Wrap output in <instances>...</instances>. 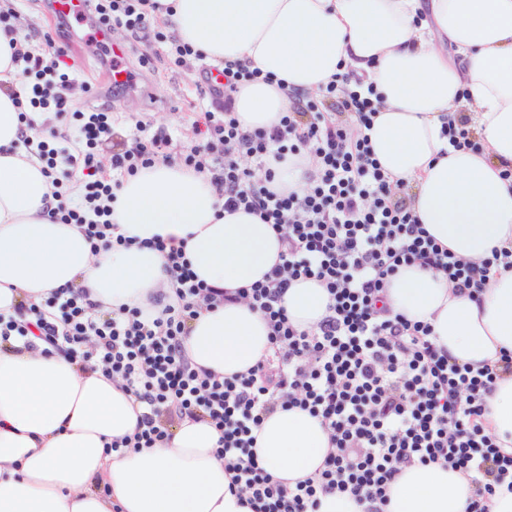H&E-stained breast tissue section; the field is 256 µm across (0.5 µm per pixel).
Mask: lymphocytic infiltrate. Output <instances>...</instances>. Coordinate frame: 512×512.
<instances>
[{
  "instance_id": "1",
  "label": "lymphocytic infiltrate",
  "mask_w": 512,
  "mask_h": 512,
  "mask_svg": "<svg viewBox=\"0 0 512 512\" xmlns=\"http://www.w3.org/2000/svg\"><path fill=\"white\" fill-rule=\"evenodd\" d=\"M99 24L142 36L140 66L157 55L179 67L199 52L156 25L159 0H90ZM64 52L13 58L31 76L26 102L47 113L50 135L22 121L20 138L42 166L57 201L49 216L78 225L92 247L124 244L112 224L114 190L124 176L156 162L180 163L209 176L227 212L259 215L280 234L283 249L265 281L226 292L197 281L182 249L166 248L170 302L156 316L137 307L107 311L83 289L59 288L42 304L0 313V339L36 336L65 349L105 375L121 377L141 405L134 432L113 441V451L151 448L184 421L218 433L217 453L230 486L246 495L251 512H316L321 496L342 493L384 512L388 489L408 465L439 463L464 473L473 494L467 512H490L499 488L512 491V447L497 443L484 422L485 396L500 373L512 372V354L479 368L442 353L428 323L382 316L378 308L391 277L418 264L448 276L460 289L482 288L512 268V243L473 263L440 246L419 223L409 202L374 156L369 137L381 106L352 74L329 81L321 100H295L269 130L243 131L233 94L258 70L238 63L219 68L208 83L213 109L193 122L195 145L174 154L170 133L135 120L132 145L112 154V176L101 175L99 149L111 135L108 108L71 112L64 96L72 81L60 66ZM314 159L304 193L271 187V158ZM252 167H241V157ZM81 177L84 191L68 204L67 181ZM318 281L327 314L302 330L282 301L293 281ZM213 305L249 299L270 327L271 358L231 378L191 365L182 346L196 302ZM298 408L321 419L332 445L317 475L287 487L253 458L252 434L277 408Z\"/></svg>"
}]
</instances>
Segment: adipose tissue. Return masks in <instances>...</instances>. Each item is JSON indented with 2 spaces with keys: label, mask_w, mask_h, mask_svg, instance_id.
Here are the masks:
<instances>
[{
  "label": "adipose tissue",
  "mask_w": 512,
  "mask_h": 512,
  "mask_svg": "<svg viewBox=\"0 0 512 512\" xmlns=\"http://www.w3.org/2000/svg\"><path fill=\"white\" fill-rule=\"evenodd\" d=\"M176 36L206 60H237L274 84L240 83L243 130L269 129L292 94L316 96L338 74L362 77L385 101L368 132L375 158L411 188L410 205L437 242L472 262L512 241V0H164ZM13 37L0 30V312L42 303L51 291L84 288L106 307L138 306L168 292L165 258L144 239L183 246L197 280L227 290L264 281L281 242L271 226L227 213L209 177L158 163L125 178L112 203L131 246L92 248L74 224H57L53 188L19 139L22 87ZM467 108L479 151L441 134ZM328 294L292 283L283 305L312 329ZM394 315L431 325L450 358L476 366L512 353V270L476 291L418 265L390 282ZM193 366L231 377L270 352L264 315L246 299L200 304L183 338ZM487 429L512 439V373L486 396ZM141 408L121 379L80 366L61 349L0 344V512H247L229 489L219 435L184 421L152 448L111 451L132 434ZM253 456L285 485L315 476L330 452L320 419L280 408L255 429ZM472 486L437 464L404 467L389 512H466Z\"/></svg>",
  "instance_id": "obj_1"
}]
</instances>
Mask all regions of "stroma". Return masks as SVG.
I'll return each instance as SVG.
<instances>
[{
  "label": "stroma",
  "instance_id": "35a3bbf8",
  "mask_svg": "<svg viewBox=\"0 0 512 512\" xmlns=\"http://www.w3.org/2000/svg\"><path fill=\"white\" fill-rule=\"evenodd\" d=\"M50 2L10 0L5 12L23 38L27 50L36 54L43 52V35L50 31L47 23ZM96 27V20L91 17L74 25L72 33L54 35L56 44L64 47V61L76 78L66 92L69 110H87L99 103L111 106L114 112L113 141L121 147L132 143V119L136 116L166 129L174 139L175 149L193 145L195 114L207 105L200 93L203 62L191 59L185 66L173 69L166 60L156 58L119 95H111L108 84L104 83L98 89L97 98L92 99L84 91L86 74L91 70H108L112 59L111 46L99 49L88 46L86 39Z\"/></svg>",
  "mask_w": 512,
  "mask_h": 512
}]
</instances>
